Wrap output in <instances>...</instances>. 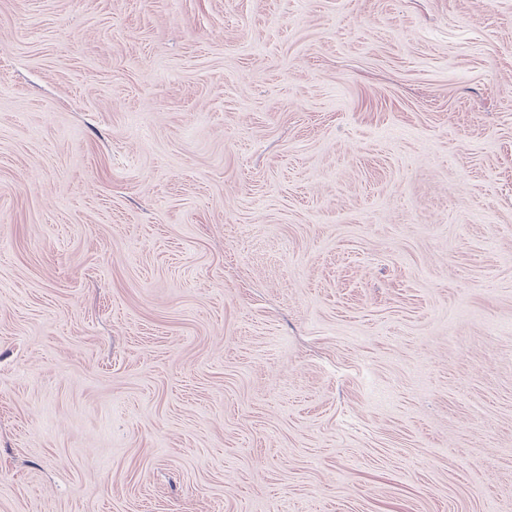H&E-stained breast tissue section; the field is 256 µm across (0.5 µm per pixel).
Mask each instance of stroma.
I'll use <instances>...</instances> for the list:
<instances>
[{
    "mask_svg": "<svg viewBox=\"0 0 512 512\" xmlns=\"http://www.w3.org/2000/svg\"><path fill=\"white\" fill-rule=\"evenodd\" d=\"M0 512H512V0H0Z\"/></svg>",
    "mask_w": 512,
    "mask_h": 512,
    "instance_id": "1",
    "label": "stroma"
}]
</instances>
